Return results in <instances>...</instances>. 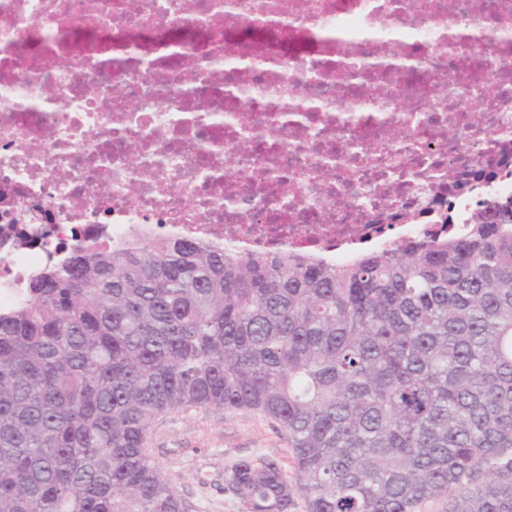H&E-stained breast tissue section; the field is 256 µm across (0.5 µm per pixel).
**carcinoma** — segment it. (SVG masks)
<instances>
[{
  "mask_svg": "<svg viewBox=\"0 0 512 512\" xmlns=\"http://www.w3.org/2000/svg\"><path fill=\"white\" fill-rule=\"evenodd\" d=\"M351 263L148 234L78 240L0 306V512H193L161 414L287 435L224 474L245 512H512V198Z\"/></svg>",
  "mask_w": 512,
  "mask_h": 512,
  "instance_id": "carcinoma-1",
  "label": "carcinoma"
}]
</instances>
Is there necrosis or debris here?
<instances>
[{"instance_id": "obj_1", "label": "necrosis or debris", "mask_w": 512, "mask_h": 512, "mask_svg": "<svg viewBox=\"0 0 512 512\" xmlns=\"http://www.w3.org/2000/svg\"><path fill=\"white\" fill-rule=\"evenodd\" d=\"M96 3L0 0V198L50 213L0 305L78 235L333 262L512 197V0Z\"/></svg>"}]
</instances>
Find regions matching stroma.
Instances as JSON below:
<instances>
[{
    "label": "stroma",
    "mask_w": 512,
    "mask_h": 512,
    "mask_svg": "<svg viewBox=\"0 0 512 512\" xmlns=\"http://www.w3.org/2000/svg\"><path fill=\"white\" fill-rule=\"evenodd\" d=\"M177 491L200 512H243L224 489V472L242 458L276 461L293 472L285 433L250 410L173 411L158 417L146 442Z\"/></svg>",
    "instance_id": "obj_1"
}]
</instances>
